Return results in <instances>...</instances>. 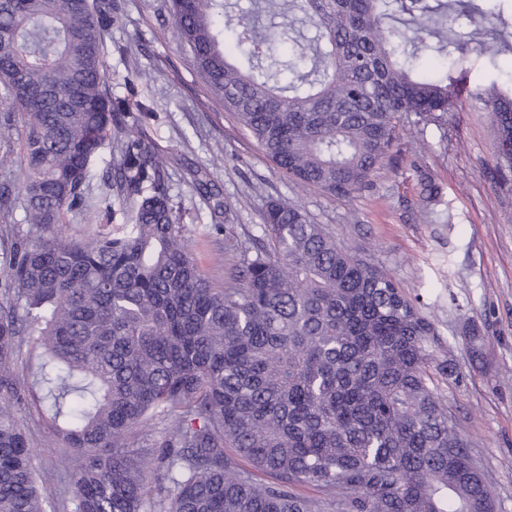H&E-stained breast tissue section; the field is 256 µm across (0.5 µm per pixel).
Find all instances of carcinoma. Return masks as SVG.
I'll list each match as a JSON object with an SVG mask.
<instances>
[{
  "label": "carcinoma",
  "mask_w": 512,
  "mask_h": 512,
  "mask_svg": "<svg viewBox=\"0 0 512 512\" xmlns=\"http://www.w3.org/2000/svg\"><path fill=\"white\" fill-rule=\"evenodd\" d=\"M175 36L215 103L282 177L348 197L369 182L405 117L417 129L457 109L458 79L417 70L452 55L478 18L512 54V21L476 0H166ZM402 12L410 16L403 20ZM112 0H0V119L20 126L25 232L0 252V512H46L47 484L17 415L27 328L42 348L48 419L71 464L57 512H496L470 442L427 364L442 343L384 270L341 247L302 205L272 200L263 237L237 245L214 286L197 266L167 165L139 115L106 90ZM289 40L291 56L278 44ZM492 114L495 175L512 187V87L467 91ZM117 140V230L81 239L64 216L100 223L88 190ZM217 216L230 207L192 173ZM423 220L441 188L421 174ZM169 420L160 438L145 426ZM246 460L258 480L239 466ZM300 487L316 490L306 498Z\"/></svg>",
  "instance_id": "cac0c4a2"
}]
</instances>
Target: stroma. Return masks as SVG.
<instances>
[{"label": "stroma", "mask_w": 512, "mask_h": 512, "mask_svg": "<svg viewBox=\"0 0 512 512\" xmlns=\"http://www.w3.org/2000/svg\"><path fill=\"white\" fill-rule=\"evenodd\" d=\"M114 20L105 50L106 88L127 103L153 109L147 132L168 160L170 193L180 202L190 249L214 285L231 276L235 243L262 233V215L273 199L300 203L336 242L392 275L428 316L448 351L452 375L429 364L438 394L497 496L498 512H512V193L490 175L496 164L495 129L488 112L462 98L439 125L417 130L403 120L380 170L352 197H334L283 180L275 165L234 118L215 106L179 47L163 0H112ZM461 75L466 86L512 79V55L489 57L468 46ZM426 169L441 187L440 211L448 223L422 219L417 181ZM208 173L233 208L228 231L214 229L209 202L191 179ZM23 172L0 167V237L26 225ZM484 338L474 360L467 338ZM32 433L37 472H55L51 500L68 489L54 437L35 403L19 414Z\"/></svg>", "instance_id": "stroma-1"}]
</instances>
